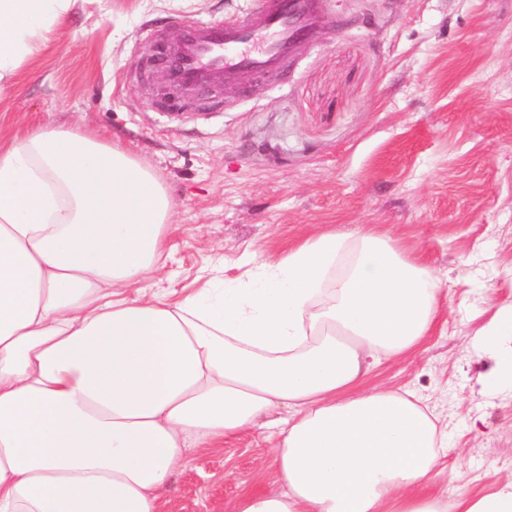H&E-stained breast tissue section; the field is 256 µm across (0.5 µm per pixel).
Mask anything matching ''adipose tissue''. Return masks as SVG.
Listing matches in <instances>:
<instances>
[{
	"label": "adipose tissue",
	"instance_id": "obj_1",
	"mask_svg": "<svg viewBox=\"0 0 512 512\" xmlns=\"http://www.w3.org/2000/svg\"><path fill=\"white\" fill-rule=\"evenodd\" d=\"M77 0H0V89ZM165 188L119 143L46 128L0 142V512H163L196 449L275 409L274 468L238 512H512V474L449 499L422 398L364 389L440 318L441 282L376 228L329 231L178 297L140 288L172 232ZM343 272L334 273L338 260ZM512 390V308L479 337Z\"/></svg>",
	"mask_w": 512,
	"mask_h": 512
}]
</instances>
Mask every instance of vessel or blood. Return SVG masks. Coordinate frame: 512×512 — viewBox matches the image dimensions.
I'll return each mask as SVG.
<instances>
[{
    "label": "vessel or blood",
    "mask_w": 512,
    "mask_h": 512,
    "mask_svg": "<svg viewBox=\"0 0 512 512\" xmlns=\"http://www.w3.org/2000/svg\"><path fill=\"white\" fill-rule=\"evenodd\" d=\"M325 0H251L232 21L183 23L175 47L158 35L146 39L148 53L160 56L168 84L183 97L208 99L211 84L258 74L288 75L290 58L311 35Z\"/></svg>",
    "instance_id": "obj_1"
}]
</instances>
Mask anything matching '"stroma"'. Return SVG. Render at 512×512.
<instances>
[{"label": "stroma", "instance_id": "obj_1", "mask_svg": "<svg viewBox=\"0 0 512 512\" xmlns=\"http://www.w3.org/2000/svg\"><path fill=\"white\" fill-rule=\"evenodd\" d=\"M249 0H77L38 60L0 94V140L43 128L119 142L173 203L164 288H197L294 243L376 225L441 279L443 322L366 388L410 389L448 427L437 489L491 488L512 471V394L476 336L484 289L512 305V0H329L286 79L171 118L142 42L183 19H236ZM266 433L199 455L164 491L165 512H236Z\"/></svg>", "mask_w": 512, "mask_h": 512}]
</instances>
